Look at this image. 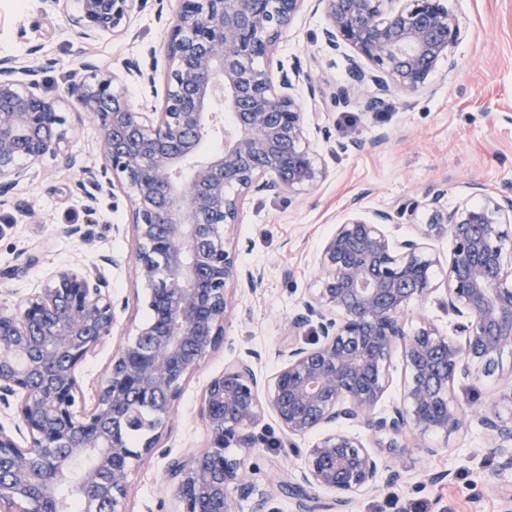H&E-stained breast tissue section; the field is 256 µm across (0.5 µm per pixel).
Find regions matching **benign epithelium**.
Instances as JSON below:
<instances>
[{
  "instance_id": "obj_1",
  "label": "benign epithelium",
  "mask_w": 512,
  "mask_h": 512,
  "mask_svg": "<svg viewBox=\"0 0 512 512\" xmlns=\"http://www.w3.org/2000/svg\"><path fill=\"white\" fill-rule=\"evenodd\" d=\"M78 37L121 35L142 0H51ZM307 0H178L165 20L167 78L160 108L132 105L129 83L156 92L157 61L134 62L124 73L85 60L64 94L45 92L41 68L0 57V204L33 165L49 158L88 178L89 205L103 193L130 203L136 241L132 264L149 288L153 320L134 340L112 351L104 382L91 403L83 400L80 369L111 336L116 305L101 268H62L23 308L0 307V403L13 404L15 432L0 425V512H53L56 487L68 470L63 452L80 448L90 463L81 492L106 488L112 512H126L133 460L159 447L162 429L183 383L224 343L229 284L253 292L261 277L237 265L227 245L247 194L302 195L326 177L308 126L329 132L324 105L355 103L366 114L393 93L426 90L438 68L457 67L461 39L448 0H316L326 17L325 45L348 51V81L313 100L311 110L293 94L303 81L315 94L312 70H286L277 45ZM231 117L224 127L222 112ZM89 118L100 129L99 166L64 149L73 128L63 113ZM208 138L224 147L202 151ZM469 189L479 207L448 208L434 194L369 219L351 216L336 225L317 262L320 287L285 321V361L272 375L239 360L213 377L201 394L209 450L173 457L166 472L182 512H237L232 492L252 499V512H270L279 489L295 496L302 512L309 489L336 494L324 509L401 479L381 452L347 430L387 438L405 448L415 433L460 431L475 421L487 447L512 468V425L499 415L500 400L468 410L454 400L456 381L475 380L512 353V194L491 193L477 179ZM423 210L416 237L392 238L394 215ZM451 243L445 281L448 329L423 317L412 332L409 305L439 289L430 269L438 260L428 242ZM401 347L404 380L399 400L382 408L394 348ZM144 406L155 409V430L141 449L125 445L121 431ZM269 408L290 436L318 433L304 465L288 480L259 489L247 481L240 453L256 449L254 429Z\"/></svg>"
}]
</instances>
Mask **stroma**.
Masks as SVG:
<instances>
[{"label":"stroma","instance_id":"35a3bbf8","mask_svg":"<svg viewBox=\"0 0 512 512\" xmlns=\"http://www.w3.org/2000/svg\"><path fill=\"white\" fill-rule=\"evenodd\" d=\"M458 15L462 39L455 49L459 68L440 69L430 87L395 93L376 114L358 106L333 110L329 135L310 139L326 179L299 200L244 196L240 222L229 236L237 262L257 271L256 292H229L225 336L232 348L210 354L183 384L166 423L160 451L133 461L128 476L127 512H179L165 474L167 456L190 457L208 445L200 409L206 382L240 358H252L261 372H275L280 361L283 325L300 298L318 288L315 257L337 222L350 208L363 213L390 209L424 194H443L449 205L469 196L467 182L480 177L489 190L512 189V0H449ZM172 0H147L130 32L84 43L66 25L49 0H0V56H15L44 67L45 85L58 94L83 57L122 70L125 62L144 61L148 47L164 39L163 16ZM326 19L305 8L281 40L278 57L285 66L308 67L321 58L313 86L299 85L297 95H328L347 80L342 55L322 50ZM388 133L380 145L372 139ZM362 141L361 149L340 152L331 141ZM84 177L47 160L34 179L21 182L0 206V306L15 310L39 292L58 269L92 266L104 253L132 255L135 239L124 196L98 197L94 212L85 209ZM64 224H85L94 238L85 245L64 236ZM112 292L126 308L116 311L114 342L133 338L151 317L149 291L130 267L111 271ZM512 392V373L503 371L456 386L455 400L471 402ZM264 439L259 451L243 457L250 482L265 485L300 466L315 440L284 433L273 414L256 427ZM392 463L401 480L379 492L355 496L346 512H512V469H499L486 448L479 425L456 432H429L395 451Z\"/></svg>","mask_w":512,"mask_h":512}]
</instances>
